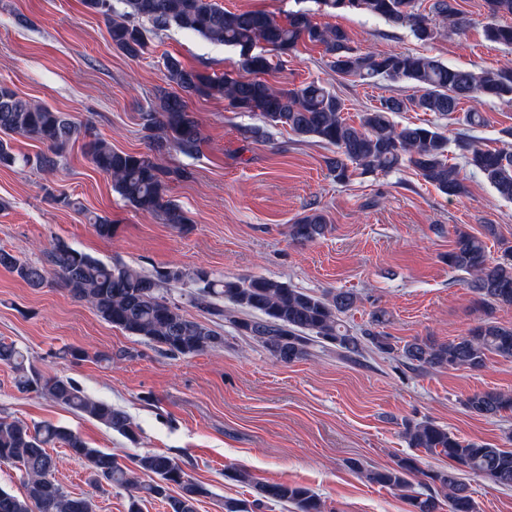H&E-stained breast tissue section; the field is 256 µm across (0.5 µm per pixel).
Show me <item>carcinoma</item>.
Returning <instances> with one entry per match:
<instances>
[{
  "mask_svg": "<svg viewBox=\"0 0 512 512\" xmlns=\"http://www.w3.org/2000/svg\"><path fill=\"white\" fill-rule=\"evenodd\" d=\"M317 2L327 9L358 11L407 27L424 44L433 42L443 28L460 32L466 25L459 0H432L427 13L420 11L419 0ZM120 3L123 9L119 12L112 0H83L88 11L105 18L112 47L126 56L138 58L145 53L148 30L175 27L238 49L242 67L253 74L251 78L209 74L185 66L174 55H165V77L177 90H158L151 109L141 113L151 151L161 154L172 148L186 157L197 156L204 137L198 121L186 111V98L222 97L240 112L259 114L267 126L286 127L300 137L316 138L335 147L336 156L327 158L326 165L340 183L349 181L354 170L362 174L391 172L407 164L440 192L462 196L467 186L460 167L450 162L453 143L463 152L466 166L479 172L499 197L512 201L511 150L481 148L462 133L452 139L432 123L399 126L391 118L395 112L412 109L443 119L465 102L477 103L483 98L512 102L511 64L458 69L423 53L361 50L350 45L344 30L322 26L309 12L301 10L289 14L287 23L281 24L262 11H228L217 0ZM484 3L492 18L512 15V0ZM485 37L512 47V24L491 22L485 27ZM301 41L322 47L326 67L338 75L406 82L415 94L405 99L383 98L355 123L344 117L342 99L317 81L288 89L263 78L271 69L268 53L287 56ZM259 43L265 44L266 50L256 51ZM0 133V167H11L19 161L7 140L17 135L33 138L46 147L36 163L49 171L61 163L73 143L84 138L91 164L112 178L114 191L131 207L156 214L164 223L180 229L191 223L182 206L167 195L169 182L187 177L186 170L166 169L148 154L116 150L106 139L92 135L88 125L26 99L4 83H0ZM326 231V218L317 210L288 226L290 239L300 243L313 242ZM497 236L495 224L483 225L478 235L465 229L455 231L446 261L450 270L468 275L478 322L464 335L448 341L415 337L406 342L402 357L410 365L477 371L492 356L512 360V327L494 320L497 308L512 306V247L504 248L496 258L491 256L485 239ZM0 267L34 290L56 280L108 324L173 355L190 356L223 345L224 337L216 327L226 320L239 335L251 338L285 364L305 358L316 347H334L340 357L351 360L362 356L367 347L381 353L395 349L393 336L385 331L386 311L374 312L371 328L359 334L344 323L341 315L357 302L350 291L316 295L273 277L224 278L204 268L191 272L166 268L147 273L129 265L105 263L64 243L43 251L38 262L22 260L0 248ZM184 282L196 286L193 302L207 320L184 316L164 295L166 286ZM26 362L22 348L0 340V364L14 370L18 392L45 395L131 442L137 441L135 425L125 410L90 397L69 378L45 379ZM462 405L478 416L502 417L512 413V391L473 392ZM401 435L408 447L443 456L450 465L425 472L417 458L405 456L383 468L366 469L356 459L348 461V466L371 484L407 493L411 512H478L468 486L458 477L461 472L512 488V450L462 440L432 419L404 420ZM58 446L86 462L97 486L124 490L127 512H142L141 504L148 498L164 501L168 512H197L201 499L211 495L206 485L190 479L175 459L164 453L139 455L130 467L112 453L90 446L69 428L50 422L31 426L6 415L0 416V464L21 472L25 492L18 496L0 487V512H96L92 497L73 495L55 479L57 462L50 449ZM420 476L425 477V493L414 490ZM235 478L251 486L255 498L251 502L226 500L224 512H258L271 503L290 505L294 512H324L320 497L305 486L259 482L244 470L235 471Z\"/></svg>",
  "mask_w": 512,
  "mask_h": 512,
  "instance_id": "obj_1",
  "label": "carcinoma"
}]
</instances>
